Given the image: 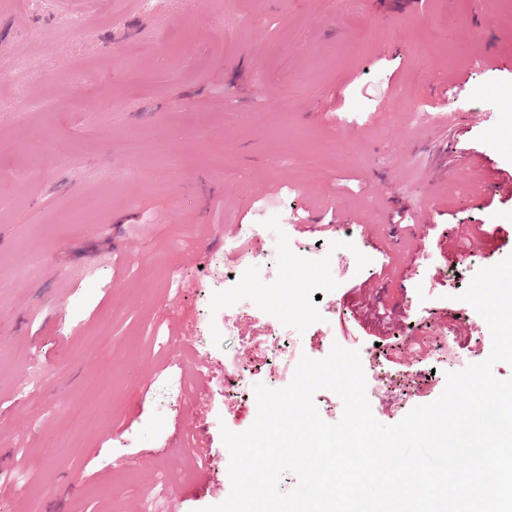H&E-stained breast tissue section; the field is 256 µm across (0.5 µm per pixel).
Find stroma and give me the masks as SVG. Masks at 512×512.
<instances>
[{"label":"stroma","mask_w":512,"mask_h":512,"mask_svg":"<svg viewBox=\"0 0 512 512\" xmlns=\"http://www.w3.org/2000/svg\"><path fill=\"white\" fill-rule=\"evenodd\" d=\"M70 20L0 0V103L21 86L27 103L63 106L0 112L13 146L0 156V512H168L175 496L202 512L231 491L222 429L251 427L254 384L286 387L301 356L358 351L385 425L488 358L489 329L463 350L444 322L470 312L458 296L476 271L512 254V198L453 160L431 179L422 147L465 144L512 172V137L497 134L512 115L496 106L512 70L482 62L491 45L512 63V0H92L84 34ZM443 112L485 120L448 130ZM421 187L441 202L424 256L393 267L348 235L359 214L417 212ZM312 216L334 230H293ZM236 224L290 241L293 288L226 260L220 230ZM464 224L495 227L469 260ZM241 285L263 304L226 311ZM290 295L314 314L278 359ZM440 338L444 362L430 354ZM415 344L416 366L395 368ZM197 350L216 372L187 431L174 419L190 403L165 387ZM245 370L251 386L232 384ZM34 378L40 392L21 396ZM191 437L214 451L208 481Z\"/></svg>","instance_id":"1"}]
</instances>
